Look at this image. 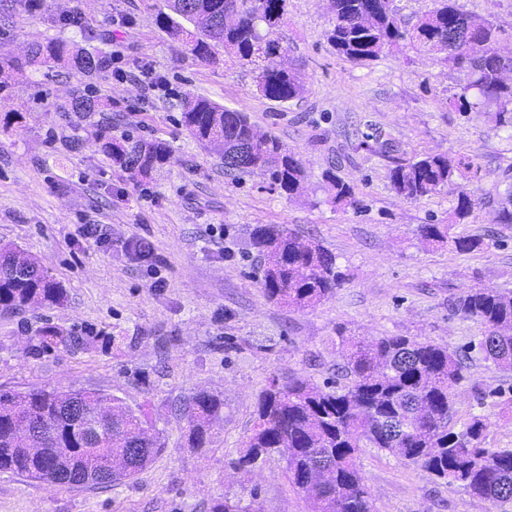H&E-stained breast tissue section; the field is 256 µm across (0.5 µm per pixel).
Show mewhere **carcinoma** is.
Returning <instances> with one entry per match:
<instances>
[{"instance_id":"carcinoma-1","label":"carcinoma","mask_w":512,"mask_h":512,"mask_svg":"<svg viewBox=\"0 0 512 512\" xmlns=\"http://www.w3.org/2000/svg\"><path fill=\"white\" fill-rule=\"evenodd\" d=\"M436 6L407 29L395 17L390 0H331L335 21L328 41L352 63L375 61L387 48L409 41L464 70L468 82L457 96L463 111L496 106L495 127L512 130V83L501 74L500 41L505 29L487 17L463 11L454 0ZM35 12L45 0H0V34L15 25L16 4ZM169 12L158 22L185 42L202 61L218 59L221 46L251 66L259 93L286 103L299 98L305 73L283 63V48L271 38L286 14L287 0H166ZM192 28H187V25ZM463 29L475 44L461 50L448 43V30ZM49 61H67L88 73L109 65L101 53L79 50L59 39L28 44L22 56L0 53V95L8 97L14 80L27 69ZM73 112H103L93 92L70 102ZM178 124L203 146L221 150L224 170L259 171L270 184L294 195L304 179L301 161L274 135L262 133L248 114L207 98L186 96ZM101 152L132 174L146 175L169 160L160 140L129 135L114 142L107 128L96 135ZM389 145L382 130L368 126L358 147L381 150ZM457 165L446 156L425 155L389 169L395 192L416 201L446 187L453 188ZM334 203L357 205L353 187L326 173ZM478 207L457 190L454 219L468 218ZM496 224L512 226V183L494 208ZM421 238L460 253L483 248L471 235H450L444 224H422ZM261 285L266 296L296 308L318 304L344 281L336 257L312 241H303L280 224H261L252 232ZM63 285L48 268L13 244L0 246V311L26 305L61 306ZM450 314L484 325V335L467 350L501 370H512V291L469 287L448 299ZM68 342L57 326L42 328L38 348L50 350ZM346 346V382L322 388L296 378L270 383L258 396L256 421L245 449L232 461L248 470L272 457L287 459L288 481L312 503V512H373L365 478L357 464L363 448H377L411 463L468 494L491 503L512 502V448L484 446L486 424L481 415L459 431L449 428L454 414V390L465 380L460 353L415 336H380L371 340L341 337ZM91 412L112 405V425L98 431L78 430L65 412L73 402ZM224 401L207 391L195 392L183 405L189 425V447L200 449ZM163 448L160 437L143 427L140 417L122 399L99 392L83 399L82 391L0 390V471L33 480L52 478L60 485L119 483L141 473ZM110 454L119 461L112 474L86 480L83 458Z\"/></svg>"}]
</instances>
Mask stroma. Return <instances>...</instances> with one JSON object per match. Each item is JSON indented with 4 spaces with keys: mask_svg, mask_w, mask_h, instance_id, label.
<instances>
[{
    "mask_svg": "<svg viewBox=\"0 0 512 512\" xmlns=\"http://www.w3.org/2000/svg\"><path fill=\"white\" fill-rule=\"evenodd\" d=\"M50 10L21 15L0 38V52L23 53L39 39L84 46L81 27L119 52L123 79L91 78L47 63L19 76L0 101V245L14 244L49 266L66 291L60 307L0 312V390L83 389L115 395L165 442L134 479L95 487L40 483L0 472V512H209L213 500L239 499L244 512H311L286 476L285 457L233 470L271 381L300 377L317 385L344 382L340 335L369 340L416 336L464 350L484 327L454 317L448 297L476 286L512 290V227L493 223L483 202L503 191L512 140L487 113L455 104L463 71L410 44L379 60L352 63L326 32L330 0H288L275 32L287 59L306 74L301 98L279 104L256 90L249 66L234 57L201 61L167 34L157 15L164 0H48ZM76 14L79 27L55 26ZM162 77L148 88L144 69ZM93 84L105 113L66 111L73 93ZM206 97L247 112L301 160L304 181L293 197L255 172L229 175L220 156L178 124L181 98ZM112 138L159 139L170 160L148 176L130 177L100 151L96 123ZM380 127L392 155L358 149L366 124ZM425 154L452 158L454 180L481 206L452 234L490 239L488 249L458 253L422 241L423 224H444L456 205L448 191L416 201L396 194L392 160ZM353 186L358 207L332 203L328 168ZM98 225L102 237L80 227ZM281 224L321 244L345 273L340 288L315 307L267 299L255 277L251 233ZM69 345L37 350L46 325ZM455 390L453 427L486 416L485 445L512 448V387L477 353L464 361ZM221 393L224 410L206 447L188 448L178 409L194 392ZM360 468L374 512H512L432 478L373 448Z\"/></svg>",
    "mask_w": 512,
    "mask_h": 512,
    "instance_id": "obj_1",
    "label": "stroma"
}]
</instances>
